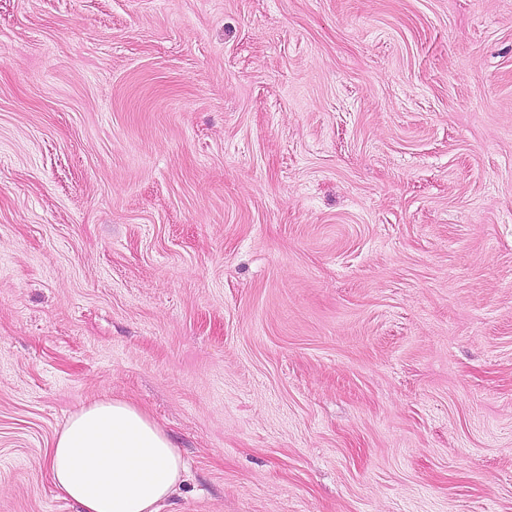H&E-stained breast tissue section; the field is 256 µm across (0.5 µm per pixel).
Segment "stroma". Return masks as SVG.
<instances>
[{"instance_id":"35a3bbf8","label":"stroma","mask_w":512,"mask_h":512,"mask_svg":"<svg viewBox=\"0 0 512 512\" xmlns=\"http://www.w3.org/2000/svg\"><path fill=\"white\" fill-rule=\"evenodd\" d=\"M103 399L161 512H512V0H0V512Z\"/></svg>"}]
</instances>
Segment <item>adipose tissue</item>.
Masks as SVG:
<instances>
[{"mask_svg":"<svg viewBox=\"0 0 512 512\" xmlns=\"http://www.w3.org/2000/svg\"><path fill=\"white\" fill-rule=\"evenodd\" d=\"M46 464L57 496L81 512H160L186 470L164 431L122 400L97 401L71 416Z\"/></svg>","mask_w":512,"mask_h":512,"instance_id":"ef3b65f1","label":"adipose tissue"}]
</instances>
